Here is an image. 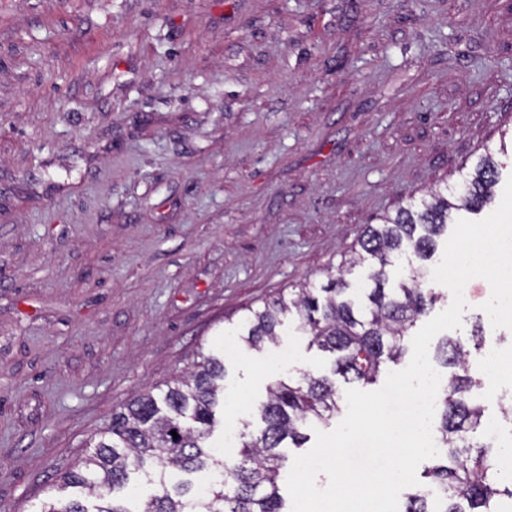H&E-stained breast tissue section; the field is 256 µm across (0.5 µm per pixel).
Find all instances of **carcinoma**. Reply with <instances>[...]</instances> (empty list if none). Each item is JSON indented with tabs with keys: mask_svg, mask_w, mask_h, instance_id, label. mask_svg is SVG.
Segmentation results:
<instances>
[{
	"mask_svg": "<svg viewBox=\"0 0 512 512\" xmlns=\"http://www.w3.org/2000/svg\"><path fill=\"white\" fill-rule=\"evenodd\" d=\"M497 177V164L487 154L474 172L463 175L462 207L481 210ZM454 208L446 190L432 192L418 205L399 206L351 248L349 267L371 261L367 285L352 288L341 273L327 287L304 283L290 298L281 294L248 309L241 341L256 350L275 343L283 320L291 317L309 346L334 355L333 374L347 383L376 382L386 363L403 357L411 329L442 297L423 267L409 266L396 288L387 287V269L409 253L429 260ZM469 355L460 339L447 338L433 350L432 359L445 369L435 425L442 450L429 459L420 484L405 494L403 512H497L501 496L512 501V483L500 488L494 447L475 439L485 409L470 395L476 381L468 374ZM224 376L221 359L203 355L193 371L112 413L111 422L90 441L87 456L53 484L60 492L74 489L72 496L65 502L51 497L36 512H284L279 480L288 458L281 448L288 441L301 447L304 430L314 421L330 424L340 410L336 382L307 374L295 383L271 384L259 408L264 428L257 436L240 433L239 459L226 461L206 445L217 424ZM203 471L210 484L199 495L191 476ZM134 478L157 491L133 509L117 494ZM87 495L95 504L87 505Z\"/></svg>",
	"mask_w": 512,
	"mask_h": 512,
	"instance_id": "cac0c4a2",
	"label": "carcinoma"
}]
</instances>
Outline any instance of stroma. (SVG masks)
<instances>
[{"mask_svg":"<svg viewBox=\"0 0 512 512\" xmlns=\"http://www.w3.org/2000/svg\"><path fill=\"white\" fill-rule=\"evenodd\" d=\"M488 151L507 181L512 0H0V512L203 352L213 442L258 433L267 385L333 357L289 325L227 349L247 308ZM467 291L455 337L512 357Z\"/></svg>","mask_w":512,"mask_h":512,"instance_id":"obj_1","label":"stroma"}]
</instances>
